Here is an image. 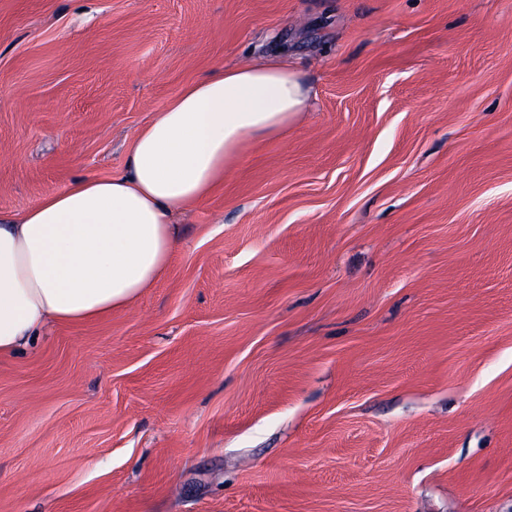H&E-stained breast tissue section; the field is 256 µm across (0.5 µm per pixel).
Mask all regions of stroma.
Segmentation results:
<instances>
[{
    "instance_id": "stroma-1",
    "label": "stroma",
    "mask_w": 512,
    "mask_h": 512,
    "mask_svg": "<svg viewBox=\"0 0 512 512\" xmlns=\"http://www.w3.org/2000/svg\"><path fill=\"white\" fill-rule=\"evenodd\" d=\"M258 55L310 112L0 357V512H512V0H0V211Z\"/></svg>"
}]
</instances>
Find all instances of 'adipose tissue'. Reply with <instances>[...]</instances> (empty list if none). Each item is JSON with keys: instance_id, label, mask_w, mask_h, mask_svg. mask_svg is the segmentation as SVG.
<instances>
[{"instance_id": "adipose-tissue-1", "label": "adipose tissue", "mask_w": 512, "mask_h": 512, "mask_svg": "<svg viewBox=\"0 0 512 512\" xmlns=\"http://www.w3.org/2000/svg\"><path fill=\"white\" fill-rule=\"evenodd\" d=\"M311 99L274 57L217 68L153 114L125 173L0 212V356L48 323L110 315L154 287L179 244L173 218L223 183L247 138L284 136Z\"/></svg>"}]
</instances>
